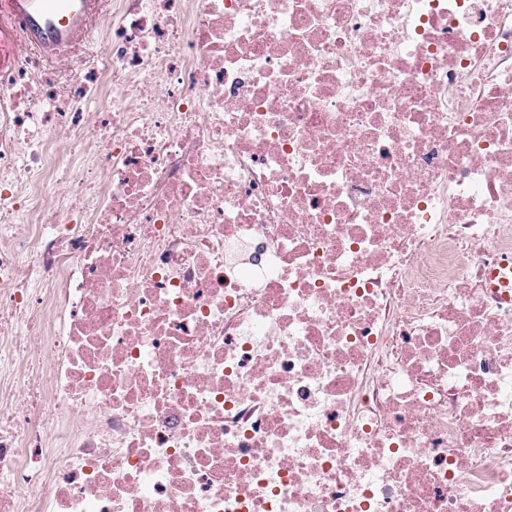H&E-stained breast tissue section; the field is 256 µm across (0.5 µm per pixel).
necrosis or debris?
Masks as SVG:
<instances>
[{"instance_id": "1", "label": "necrosis or debris", "mask_w": 512, "mask_h": 512, "mask_svg": "<svg viewBox=\"0 0 512 512\" xmlns=\"http://www.w3.org/2000/svg\"><path fill=\"white\" fill-rule=\"evenodd\" d=\"M99 43L0 88V512H512V0Z\"/></svg>"}]
</instances>
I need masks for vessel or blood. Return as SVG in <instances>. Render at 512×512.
Instances as JSON below:
<instances>
[{
	"label": "vessel or blood",
	"mask_w": 512,
	"mask_h": 512,
	"mask_svg": "<svg viewBox=\"0 0 512 512\" xmlns=\"http://www.w3.org/2000/svg\"><path fill=\"white\" fill-rule=\"evenodd\" d=\"M106 0H0V77L26 54L49 62L87 43Z\"/></svg>",
	"instance_id": "1"
}]
</instances>
